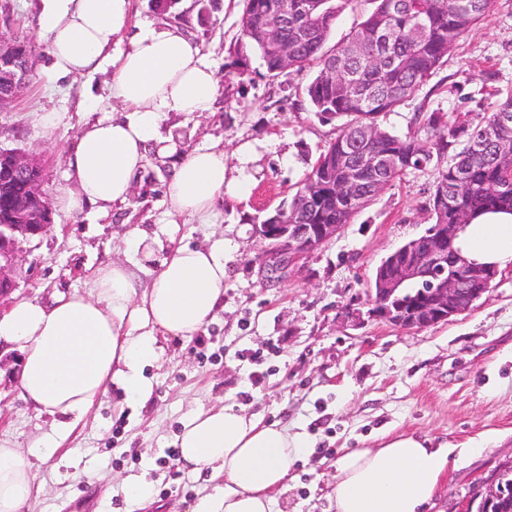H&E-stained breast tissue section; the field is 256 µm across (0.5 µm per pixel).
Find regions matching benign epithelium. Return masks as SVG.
<instances>
[{"instance_id":"1","label":"benign epithelium","mask_w":512,"mask_h":512,"mask_svg":"<svg viewBox=\"0 0 512 512\" xmlns=\"http://www.w3.org/2000/svg\"><path fill=\"white\" fill-rule=\"evenodd\" d=\"M17 45L0 37V112L5 111L28 84L29 75L17 63ZM15 175L27 177L25 189L33 206L23 211L0 209V303L15 290L12 269L21 259L19 243L41 235L51 226L49 199L43 190L44 168L40 159L11 149L0 148ZM339 224H290L288 213L276 216L272 224H262L259 236L267 241L261 258L264 281L288 278L308 254L336 237ZM457 224H430L412 246L394 255L378 269L374 279L375 313L395 326L422 330L447 322L475 305L484 288H462L455 267L467 265L461 254L448 256V238ZM417 282L420 288L405 293V285Z\"/></svg>"}]
</instances>
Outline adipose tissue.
Wrapping results in <instances>:
<instances>
[{"label": "adipose tissue", "mask_w": 512, "mask_h": 512, "mask_svg": "<svg viewBox=\"0 0 512 512\" xmlns=\"http://www.w3.org/2000/svg\"><path fill=\"white\" fill-rule=\"evenodd\" d=\"M38 18L51 66L62 77L92 76L111 68L110 96L119 116L85 122L67 155V179L52 205L77 218L108 216L127 204L150 147L175 155L165 185L169 212L210 223L225 195L242 182L226 179L227 157L217 147L176 154L161 133L171 112L211 111L220 80L198 44L176 23H132L133 0H40ZM129 251L89 276L85 292L12 300L0 313V342L20 355L19 396L54 416L53 432L31 451L0 438V512H25L42 485L32 456L53 455L109 386L119 385L127 406H144L151 383L146 366L159 358L157 337L195 336L224 297V241L181 245L151 273L161 241L140 227L125 233ZM471 261L512 265V214L487 213L461 234ZM180 469L209 470L217 484L193 512H275L303 441L284 426L266 425L233 407L201 408L176 437ZM467 449L431 447L429 439L399 435L376 448L346 454L336 468L335 512H421L444 479L451 455Z\"/></svg>", "instance_id": "adipose-tissue-1"}]
</instances>
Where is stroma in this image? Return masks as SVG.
Instances as JSON below:
<instances>
[{
  "label": "stroma",
  "mask_w": 512,
  "mask_h": 512,
  "mask_svg": "<svg viewBox=\"0 0 512 512\" xmlns=\"http://www.w3.org/2000/svg\"><path fill=\"white\" fill-rule=\"evenodd\" d=\"M243 9V0H213L202 19L196 0H177L172 12L216 68L221 91L212 111L168 114L162 132L182 152L223 149L230 177L248 178V193L225 198L209 224L171 218L164 185L172 161L152 151L119 218L76 220L56 210L46 233L21 244L24 259L13 273L18 298L46 300L83 286L100 262L124 258L130 224L168 247L223 238L227 269L214 320L191 338L159 337L160 360L145 370L153 392L144 407L118 408L122 390L109 387L66 440L72 455L34 457L43 490L27 512H192L213 484L208 472L179 469L168 450L193 411L227 400L307 442L278 498L280 512H333L338 461L400 434L436 446L481 444L480 452L449 464L427 510L460 512L512 467V266L500 269L471 310L447 322L406 330L376 316L369 297L376 267L428 224L435 178L428 169L403 176L287 279L266 284L256 227L287 204L338 123L310 110L306 88L315 68L268 78L242 35ZM38 14V0H0L8 32L38 53L22 95L0 112V146L39 156L51 194L65 182L66 156L89 109H112L111 73L54 78ZM429 86L384 126L404 135L417 107L474 112L490 103L491 91H512V0H494ZM47 112L61 115L49 132L39 122ZM19 362V353L0 348V437L26 450L52 419L19 399ZM130 481L148 487L149 501L128 497Z\"/></svg>",
  "instance_id": "obj_1"
}]
</instances>
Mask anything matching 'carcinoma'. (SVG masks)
Here are the masks:
<instances>
[{
    "label": "carcinoma",
    "mask_w": 512,
    "mask_h": 512,
    "mask_svg": "<svg viewBox=\"0 0 512 512\" xmlns=\"http://www.w3.org/2000/svg\"><path fill=\"white\" fill-rule=\"evenodd\" d=\"M358 0H244L243 35L268 75L288 67L318 68L306 89L311 110L341 121L288 204L290 224H349L404 175L433 166L432 224L468 225L485 212L512 213V93L481 114L418 108L404 137L380 119L411 101L446 63L448 54L488 16L492 0H368L373 8L331 49L338 15ZM281 22L288 64L268 45L267 24ZM494 136L483 148V130ZM380 156L395 165L369 167ZM502 512L512 509V470L502 471Z\"/></svg>",
    "instance_id": "1"
}]
</instances>
